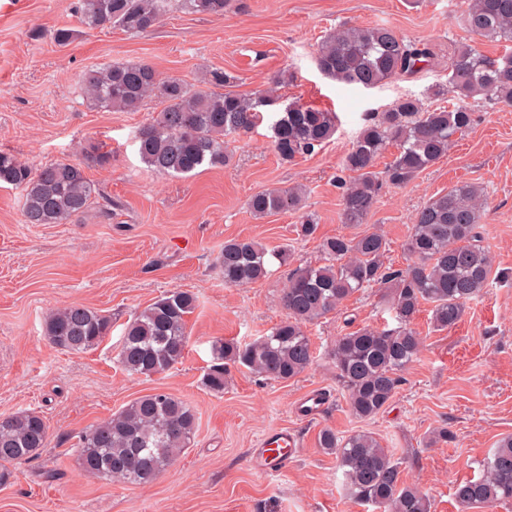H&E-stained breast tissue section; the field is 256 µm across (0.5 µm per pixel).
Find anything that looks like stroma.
<instances>
[{
    "label": "stroma",
    "mask_w": 512,
    "mask_h": 512,
    "mask_svg": "<svg viewBox=\"0 0 512 512\" xmlns=\"http://www.w3.org/2000/svg\"><path fill=\"white\" fill-rule=\"evenodd\" d=\"M165 4L159 25L133 37L116 27L85 30L76 0H0V151L35 166L80 163L101 194L79 218L26 224L20 191L0 185V415L35 411L50 426L36 459L8 465L0 512H372L348 498L335 455L319 447L325 428L340 438L375 433L405 458L404 475L428 493L431 512H464L456 485L478 475L498 441L512 435V108L476 105V124L448 155L408 185L385 186L364 223H344L337 180L366 113L407 96L448 105L427 92L446 83L457 48L474 44L495 57L502 44L477 40L457 0H230L221 18L188 12L179 0ZM345 23L389 26L428 44L433 58L416 74L374 89L336 83L314 57L324 35ZM62 27L73 32L65 45L53 38ZM128 62L150 63L162 77L190 85L203 68L226 70L241 94L267 89L284 73L288 82L278 95L335 112L338 130L314 153L285 163L263 123L230 143L227 165L160 177L147 170L137 142L139 129L160 111L158 101L111 112L79 92L87 69ZM99 151L111 153L108 165L93 162ZM462 182L487 195L480 232L495 278L452 329H435L430 309L417 314L423 349L383 412L366 421L351 413L331 355L338 336L392 323L386 293L376 287L306 326L315 361L298 377L274 381L231 366L222 393L204 387L214 341L244 343L283 320L288 274L325 264L323 238L379 231L389 244L386 265L404 267L414 213ZM295 185L305 192L301 208L251 215L253 194ZM308 219L316 234L298 237L296 225ZM230 238L287 250L291 260L271 262L256 283L225 286L217 256ZM174 290L197 298L182 361L162 374H128L117 357L126 323ZM72 303L111 316L112 330L97 348L63 352L46 339V315ZM157 389L196 411L191 447L144 486L83 472L80 434ZM310 390L323 391L330 405L307 420L294 405ZM281 428L297 434L299 457L285 472L254 471L256 442ZM436 428L448 430L447 441L429 442Z\"/></svg>",
    "instance_id": "stroma-1"
}]
</instances>
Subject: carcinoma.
<instances>
[{"label": "carcinoma", "instance_id": "cac0c4a2", "mask_svg": "<svg viewBox=\"0 0 512 512\" xmlns=\"http://www.w3.org/2000/svg\"><path fill=\"white\" fill-rule=\"evenodd\" d=\"M164 0H78L80 23L88 30L117 27L137 35L155 27ZM192 12L224 16L228 0H183ZM468 30L490 41L512 42V0H460ZM431 50L407 40L390 27L343 24L318 45L315 64L327 78L349 86L377 88L412 75L427 65ZM236 80L230 72L210 70L195 89L176 78H162L144 62L111 64L88 70L81 90L94 105L131 112L148 98L162 105L153 122L138 133L139 154L147 168L163 175L194 174L203 166L228 160L225 139L263 121L279 96L263 90L250 96L227 90ZM226 91L219 92L217 88ZM456 99L452 107H429L418 97L399 100L385 112H374L352 140L344 167L353 173L342 183L343 219L362 224L377 204L385 183L406 185L448 154L454 138L474 124L472 101L495 100L512 106V53L496 59L476 46L458 49L448 66V81L436 91ZM278 157L291 162L332 140L336 116L299 100L289 102L270 126ZM398 153L383 172L376 158L390 144ZM0 183L21 191L26 224H61L85 213L96 188L76 162L32 166L0 151ZM299 189L266 190L249 199L252 214L263 218L301 205ZM487 205L484 189L457 184L435 196L413 215L404 269L384 266L388 243L377 232L322 239L327 263L292 271L282 301L286 317L270 333L250 342L220 339L213 344L214 365L205 387L224 392V364L232 363L268 379L291 380L314 362L304 327L340 307L356 292L389 286V303L398 326L362 327L337 337L332 348L336 377L344 386L352 414L372 419L394 398L404 371L420 354L423 338L412 327L424 304L431 305L439 330L455 326L468 302L488 287L492 262L479 231ZM284 264L286 251H270L253 240L224 241L217 265L224 285L244 286L263 279L268 257ZM197 307L195 295L181 290L154 301L124 328L118 362L131 375L164 373L184 358L188 318ZM111 330L110 317L82 304L51 312L44 333L56 348L83 352L98 346ZM197 429L192 408L175 395L156 390L128 402L109 419L79 436V464L103 480L147 485L171 467L188 448ZM49 425L34 411L0 416V462H26L46 447ZM318 443L336 455L351 500L374 512H430V498L403 478L402 463L371 432L343 439L323 429ZM468 508L489 509L512 502V435L501 438L484 460L476 478L456 487Z\"/></svg>", "mask_w": 512, "mask_h": 512}]
</instances>
